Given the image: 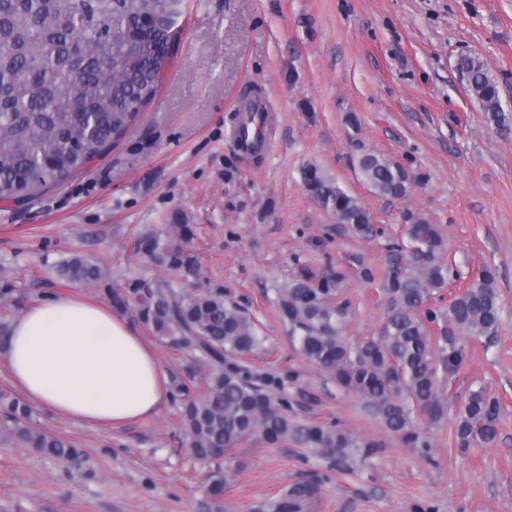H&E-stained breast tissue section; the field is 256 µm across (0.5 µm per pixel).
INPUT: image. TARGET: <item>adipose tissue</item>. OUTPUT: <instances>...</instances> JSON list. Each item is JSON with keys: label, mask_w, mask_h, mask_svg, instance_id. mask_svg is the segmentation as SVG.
Here are the masks:
<instances>
[{"label": "adipose tissue", "mask_w": 512, "mask_h": 512, "mask_svg": "<svg viewBox=\"0 0 512 512\" xmlns=\"http://www.w3.org/2000/svg\"><path fill=\"white\" fill-rule=\"evenodd\" d=\"M0 359L29 402L78 422L147 418L168 395L152 348L104 304L59 296L39 301L12 323Z\"/></svg>", "instance_id": "ef3b65f1"}]
</instances>
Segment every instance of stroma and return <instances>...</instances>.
Returning <instances> with one entry per match:
<instances>
[{
    "instance_id": "35a3bbf8",
    "label": "stroma",
    "mask_w": 512,
    "mask_h": 512,
    "mask_svg": "<svg viewBox=\"0 0 512 512\" xmlns=\"http://www.w3.org/2000/svg\"><path fill=\"white\" fill-rule=\"evenodd\" d=\"M465 55L486 63L512 115V0H189L162 86L128 134L41 197L0 201V289L12 290L0 319L50 296L100 300L97 286L58 275L76 254L107 270L109 288L160 276L129 240L191 225L200 274L187 291H220L244 308L264 338L245 365L275 380L292 418L336 425L354 444L339 461L249 443L196 462L176 389L201 390L209 363L146 331L174 394L155 415L115 426L36 409V423L85 459L0 445V512H211L206 488L226 471L224 512H273L296 490L300 512H512V131H498L467 94L457 70ZM248 90L276 112L251 157L233 134ZM357 145L404 169L405 196L364 182ZM309 163L361 201L372 232L354 233L310 198ZM411 215L438 225L460 274L435 291V306L447 308L487 267L501 307L493 334L459 335L466 358L440 378L444 418L429 427L428 448L387 431L360 396L306 362L278 305L302 271H340L345 336L378 335L390 246L405 242ZM364 265L375 280L360 277ZM480 387L500 400L498 435L462 449L451 423Z\"/></svg>"
}]
</instances>
